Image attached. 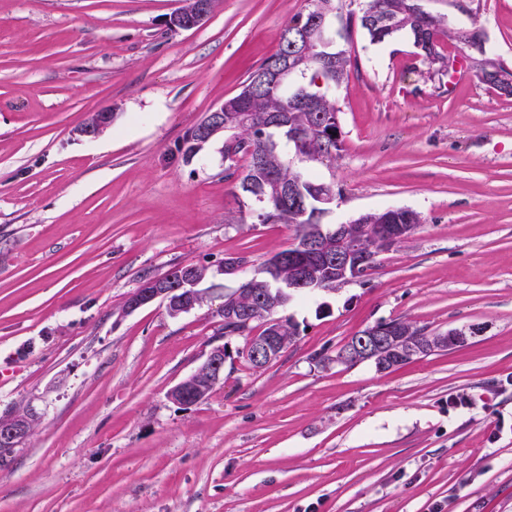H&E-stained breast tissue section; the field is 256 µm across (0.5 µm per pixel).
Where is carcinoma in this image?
<instances>
[{"mask_svg": "<svg viewBox=\"0 0 512 512\" xmlns=\"http://www.w3.org/2000/svg\"><path fill=\"white\" fill-rule=\"evenodd\" d=\"M311 2V9L291 18L278 51L260 64L239 93L223 102L224 133L228 134L224 139V173L235 183L238 203L248 198L261 209L279 210V223L296 225L301 235L321 224V217L314 216V192L322 189L323 182L309 177L298 183L299 164L330 160L342 151L343 140L336 135L340 128L336 90L347 84L358 60L347 49L325 50L317 41L299 36V27L308 25L312 15L317 14L338 20V32L347 43L359 31L372 44L387 42L405 32L412 36L418 55L430 67L447 58L438 45L441 34L448 35L458 46L465 38L463 29L448 27L446 17L414 11L410 0H364L370 13L358 15L351 10L342 11L341 0ZM474 68L477 77L488 85L493 70L503 71L512 79V66L503 62L482 59L475 62ZM271 69L282 74L280 83L265 79ZM202 145L193 127L183 138L180 150L191 156ZM290 274L292 271L284 267L259 278L256 284L242 283L239 289L225 294L223 334L268 336L275 328L281 340L292 343L298 336L297 327L275 316L278 308L295 297L293 293L279 292ZM400 324L411 331L407 341L379 349L367 358L358 350L366 333L363 329L338 349L336 356L347 354L342 360L344 365L368 360L377 370L387 371L416 356L466 341L461 333L450 339L429 335L404 320ZM408 341L418 346L413 356L405 352Z\"/></svg>", "mask_w": 512, "mask_h": 512, "instance_id": "cac0c4a2", "label": "carcinoma"}]
</instances>
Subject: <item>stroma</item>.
Listing matches in <instances>:
<instances>
[{
    "label": "stroma",
    "instance_id": "stroma-1",
    "mask_svg": "<svg viewBox=\"0 0 512 512\" xmlns=\"http://www.w3.org/2000/svg\"><path fill=\"white\" fill-rule=\"evenodd\" d=\"M0 0V416L39 415L0 467V512H512V96L458 82L401 34L349 45L343 149L311 163L337 196L322 221L420 217L367 278L278 309L298 335L250 369L217 313L238 276L298 229L261 224L224 178V140L178 146L280 46L308 0ZM424 7L484 32L512 64V0ZM112 128L78 136L92 112ZM206 267L200 307L125 313L142 277ZM400 318L464 345L392 372L319 363ZM226 345L224 380L170 389ZM209 0H182L183 6L170 18L177 29L190 30L199 26L210 14Z\"/></svg>",
    "mask_w": 512,
    "mask_h": 512
}]
</instances>
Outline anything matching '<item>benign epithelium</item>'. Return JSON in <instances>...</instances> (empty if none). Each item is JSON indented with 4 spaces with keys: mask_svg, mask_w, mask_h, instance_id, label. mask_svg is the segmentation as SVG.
<instances>
[{
    "mask_svg": "<svg viewBox=\"0 0 512 512\" xmlns=\"http://www.w3.org/2000/svg\"><path fill=\"white\" fill-rule=\"evenodd\" d=\"M183 6L170 18V24L182 30L199 26L209 15L208 0H182ZM112 109H104L94 114L80 129V134L95 137L112 125ZM224 130L221 106L214 107L199 122L198 134L206 136ZM366 214L343 224H333L331 231L336 233V248L327 246L325 232L306 235L296 240L290 250L275 260L262 266L272 270L274 265L288 263L297 271L295 279L288 282L290 291L299 292L309 288H323L328 282L317 277L315 269L336 268V284L341 285L357 275V270L367 253L363 249L367 238L381 241L383 247H390L398 239L412 235L416 225L392 224V213L384 217V224H366ZM200 283L197 271H178L175 274L159 275L152 278L143 287L136 289L126 300L125 311L131 313L147 304L159 301L165 304L168 313L177 316L193 309L201 303L203 295L197 289ZM410 332L396 325L392 327H373L367 334L370 344L385 347L398 342ZM277 346V337L266 336L250 340L248 352L252 357L272 361ZM224 375V347L216 346L210 350L203 363L191 375L177 383L170 391V397L176 401H199L207 393V387L218 382ZM37 414L33 410L21 415L13 412L0 418V443H13L28 434V425L35 421Z\"/></svg>",
    "mask_w": 512,
    "mask_h": 512,
    "instance_id": "benign-epithelium-1",
    "label": "benign epithelium"
}]
</instances>
